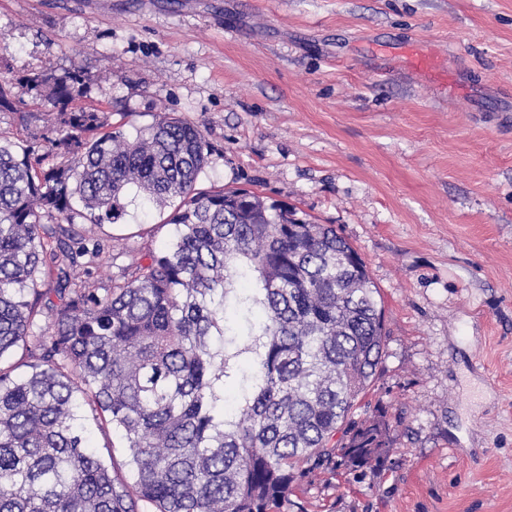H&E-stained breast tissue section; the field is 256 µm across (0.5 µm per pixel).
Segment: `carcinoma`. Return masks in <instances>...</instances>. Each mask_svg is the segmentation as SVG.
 <instances>
[{"label":"carcinoma","instance_id":"obj_1","mask_svg":"<svg viewBox=\"0 0 512 512\" xmlns=\"http://www.w3.org/2000/svg\"><path fill=\"white\" fill-rule=\"evenodd\" d=\"M40 83L48 124L0 133V512H274L307 469L382 459L387 413L355 415L387 341L357 251L285 204L198 189L199 125L164 114L130 140L69 109L80 71ZM132 188L175 235L99 288L100 240L75 225L116 223ZM89 426L90 429L94 432V442L97 446L96 451L97 453L108 460V456L112 454V449L114 451L115 456L118 460L123 459L125 455V448L123 447V442L119 438L117 434L110 430L109 433L101 434L96 430L94 422L91 420V417L89 418ZM112 445H114V448H112ZM108 447V448H105Z\"/></svg>","mask_w":512,"mask_h":512}]
</instances>
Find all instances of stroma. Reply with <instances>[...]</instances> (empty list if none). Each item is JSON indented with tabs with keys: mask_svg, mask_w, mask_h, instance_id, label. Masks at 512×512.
Segmentation results:
<instances>
[{
	"mask_svg": "<svg viewBox=\"0 0 512 512\" xmlns=\"http://www.w3.org/2000/svg\"><path fill=\"white\" fill-rule=\"evenodd\" d=\"M76 67V108L199 124L198 189L335 225L380 292L389 455L311 470L283 512H512V0H0L1 132L39 111L33 78ZM168 214L82 225L96 283Z\"/></svg>",
	"mask_w": 512,
	"mask_h": 512,
	"instance_id": "obj_1",
	"label": "stroma"
}]
</instances>
